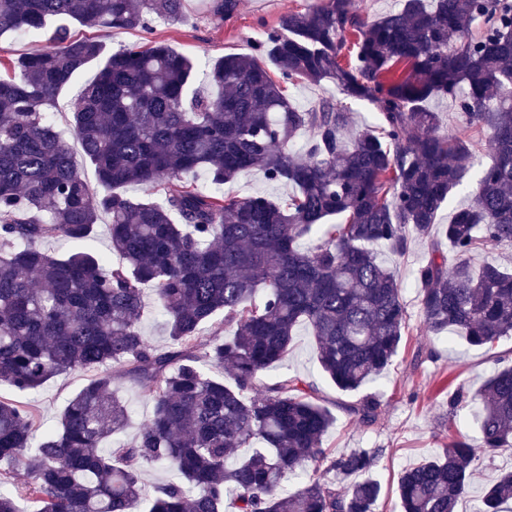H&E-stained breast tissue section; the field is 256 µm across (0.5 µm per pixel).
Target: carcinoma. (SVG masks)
<instances>
[{
    "mask_svg": "<svg viewBox=\"0 0 512 512\" xmlns=\"http://www.w3.org/2000/svg\"><path fill=\"white\" fill-rule=\"evenodd\" d=\"M180 17L181 0H0V41L57 22L53 48L0 75V383L24 392L90 374L53 429L0 399V462L28 476L15 484L0 470V512H19L20 499L35 512H374L378 451L329 456L335 416L317 390L287 371L260 376L285 364L307 324L339 390L380 379L407 311L374 246L402 255L412 231L428 238L416 276L426 329L488 349L512 335V271L470 260L483 245L512 246V0H400L372 21L352 0H321L281 15L259 43L277 75L255 56L226 54L211 63L217 92L207 96L192 87L194 62L164 40L108 52L70 31L148 33L150 20ZM93 61L70 134L95 169L96 196L49 112ZM324 81L338 96L311 109L284 93ZM435 98L457 107L462 128L442 129ZM361 100L375 124L354 125L349 103ZM472 131L485 137L488 166L477 167ZM304 134L299 155L291 147ZM252 170L295 191L284 204L224 194ZM199 172L208 186L187 181ZM467 179L470 205L442 225L449 254L430 232ZM128 185L144 196H125ZM104 215L118 262L42 247L90 241ZM313 234L318 244L300 249ZM147 290L166 321L164 349L140 326ZM216 319L225 336L202 352L200 333ZM205 362L231 380L208 375ZM114 369L153 404L130 444L113 439L129 421ZM464 407L476 410L479 441L454 437L402 471L401 512H455L474 461L512 447V366L448 398L450 412ZM378 408L366 399L350 412L370 424ZM310 462L336 481L284 490ZM148 467L170 473L151 493ZM510 500L512 471L487 488L480 512Z\"/></svg>",
    "mask_w": 512,
    "mask_h": 512,
    "instance_id": "obj_1",
    "label": "carcinoma"
}]
</instances>
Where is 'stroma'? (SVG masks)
Returning <instances> with one entry per match:
<instances>
[{
	"label": "stroma",
	"instance_id": "stroma-1",
	"mask_svg": "<svg viewBox=\"0 0 512 512\" xmlns=\"http://www.w3.org/2000/svg\"><path fill=\"white\" fill-rule=\"evenodd\" d=\"M318 0H239L231 19L214 13V0H184L183 16L172 23L152 22L153 38L167 41L176 51L189 56L196 68L194 83L209 89L207 65L226 54L252 55L256 46L289 11L308 12ZM225 194H259L274 202H284L293 188L267 180L252 171L225 184ZM382 259L403 284L402 299L409 319L408 329L389 373L361 391L344 393L328 381L317 360L315 339L308 328H299L293 338L288 365L291 372L310 381L336 417L324 439L330 453L341 454L353 448H377L381 454L371 477L381 488L375 512H397V477L423 459L434 456L457 435L477 439V419L468 409L448 413V397L456 390L472 393L491 373L512 365V336L501 338L493 347H473L461 341L446 342L428 333L422 322L415 275L428 257V242L413 236L409 251L402 256L381 249ZM88 379L87 374L71 373L48 381L37 392L28 394L11 387L0 388V396L28 406L39 423L56 422L67 399ZM380 403L376 422L363 426L349 414L350 405L363 397ZM512 470V448L475 461L466 495L456 512H475L485 488L500 473Z\"/></svg>",
	"mask_w": 512,
	"mask_h": 512
}]
</instances>
